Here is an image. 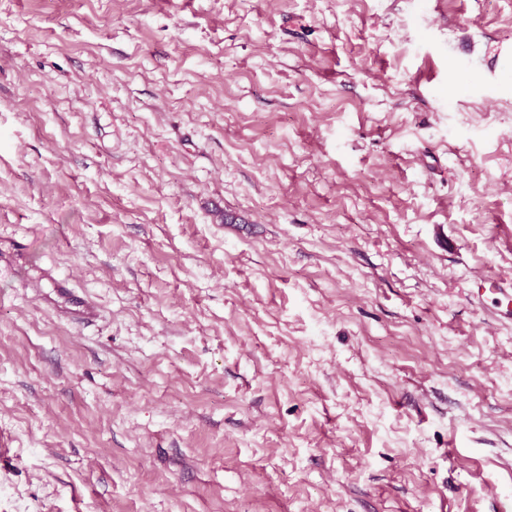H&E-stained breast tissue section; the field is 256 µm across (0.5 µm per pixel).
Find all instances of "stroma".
Returning a JSON list of instances; mask_svg holds the SVG:
<instances>
[{"label":"stroma","mask_w":512,"mask_h":512,"mask_svg":"<svg viewBox=\"0 0 512 512\" xmlns=\"http://www.w3.org/2000/svg\"><path fill=\"white\" fill-rule=\"evenodd\" d=\"M488 277L512 0H0V512H501ZM55 291L59 296L68 298L72 309L64 311L65 314L81 322H90L97 316L95 304L87 298L76 296L68 287V281L59 280L55 283Z\"/></svg>","instance_id":"obj_1"}]
</instances>
